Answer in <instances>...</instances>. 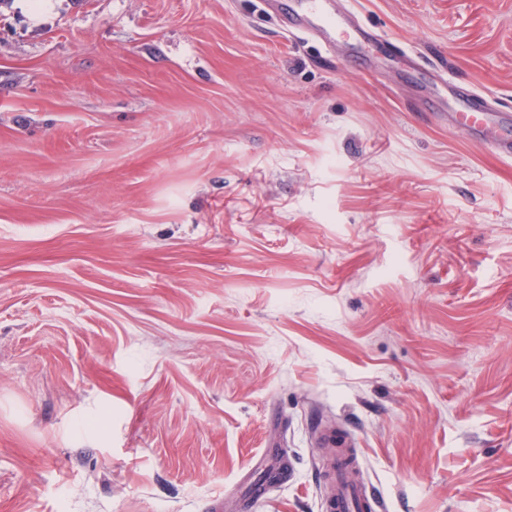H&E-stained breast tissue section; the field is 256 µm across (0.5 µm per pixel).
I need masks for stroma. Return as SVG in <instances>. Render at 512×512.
Segmentation results:
<instances>
[{"instance_id": "1", "label": "stroma", "mask_w": 512, "mask_h": 512, "mask_svg": "<svg viewBox=\"0 0 512 512\" xmlns=\"http://www.w3.org/2000/svg\"><path fill=\"white\" fill-rule=\"evenodd\" d=\"M0 0V512H512V0ZM304 4L302 12L291 14L292 26L319 39L329 50L336 49L342 42L339 35H344L358 43L372 45L385 41L393 49L397 46L382 37L377 31L366 28L358 16L346 7L336 6L333 12L328 7V0H300ZM448 126L461 128L483 136L484 141L504 160H512V130L511 118L508 114H499L486 102L483 109L470 107L462 112H448ZM499 128L500 132L488 136L492 129ZM332 497L335 507L328 508L333 512H375L380 509L372 487L365 483L352 480L346 468L336 475L333 482Z\"/></svg>"}]
</instances>
